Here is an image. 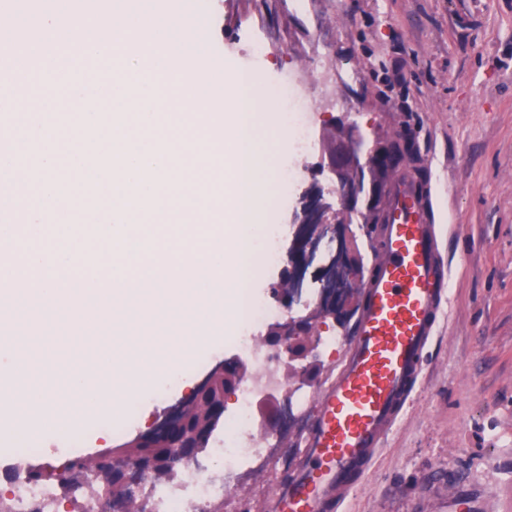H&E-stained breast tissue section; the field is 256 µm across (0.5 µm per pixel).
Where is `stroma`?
Instances as JSON below:
<instances>
[{
  "mask_svg": "<svg viewBox=\"0 0 512 512\" xmlns=\"http://www.w3.org/2000/svg\"><path fill=\"white\" fill-rule=\"evenodd\" d=\"M210 39L227 70L262 80L293 73L318 131L355 122L364 150L412 139L447 238V313L424 382L346 512H512V0H208ZM267 45L262 60L253 41ZM347 72L342 108L319 107L325 68ZM335 178L304 163L290 198L268 213L289 224L310 187ZM341 353L291 361L292 387L319 392ZM305 433L283 434L264 472L214 512H265L300 460Z\"/></svg>",
  "mask_w": 512,
  "mask_h": 512,
  "instance_id": "obj_1",
  "label": "stroma"
}]
</instances>
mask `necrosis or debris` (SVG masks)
<instances>
[{"instance_id": "1", "label": "necrosis or debris", "mask_w": 512, "mask_h": 512, "mask_svg": "<svg viewBox=\"0 0 512 512\" xmlns=\"http://www.w3.org/2000/svg\"><path fill=\"white\" fill-rule=\"evenodd\" d=\"M274 101L288 128L291 155L281 174L282 190L294 188L302 172V161L316 147L315 115L294 87L276 86ZM283 313L274 298L247 296L243 316L233 335L225 337L226 347L239 357L251 360L254 371L239 384L236 415L225 425L223 437L214 439L209 464L183 463L181 482L158 485L146 480L132 489L136 502L147 504L148 512H209L225 491L239 479L241 467L256 471L265 467L277 446L273 433L256 425L253 403L257 397L288 389L282 374L283 354L267 349L262 333ZM289 390V389H288ZM30 457L25 453L0 456V475H8L10 512H59L65 499L81 502L82 512H108L103 495L88 493L84 487L67 489L36 481L29 476Z\"/></svg>"}]
</instances>
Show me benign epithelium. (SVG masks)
<instances>
[{
  "instance_id": "obj_1",
  "label": "benign epithelium",
  "mask_w": 512,
  "mask_h": 512,
  "mask_svg": "<svg viewBox=\"0 0 512 512\" xmlns=\"http://www.w3.org/2000/svg\"><path fill=\"white\" fill-rule=\"evenodd\" d=\"M361 151L353 125L341 119L335 121L332 134L325 136L322 159L336 176L341 191L340 204L347 213L355 211L360 200L361 191L354 180L355 172L363 168L369 174H376L390 165L393 156L389 143L377 146L364 161L360 160ZM296 223L298 227L288 256V290H277L286 306H292L299 298L304 273L323 241H336V252L320 267L322 294L317 311L304 319L277 324L268 333V345L285 351L291 359L306 356L314 350V340L309 336L313 319L334 317L345 302L358 301L357 284L363 277L360 258L345 236L344 225L338 223V215L325 204L321 192L313 191L305 198L296 215ZM244 371V366L237 360H227L215 366L192 396L169 417L127 442L129 448L165 447L170 449L168 454L162 458L147 453L127 456L109 449L99 457L102 478L109 483L115 482L124 496L133 481L149 475H166L174 471L181 461L198 458L206 449L213 429L223 420L224 406H218L212 417L195 427L189 425L190 409L209 393L216 376L224 377L223 394L226 395L237 388Z\"/></svg>"
}]
</instances>
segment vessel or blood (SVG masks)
Returning <instances> with one entry per match:
<instances>
[{
  "mask_svg": "<svg viewBox=\"0 0 512 512\" xmlns=\"http://www.w3.org/2000/svg\"><path fill=\"white\" fill-rule=\"evenodd\" d=\"M176 8L208 32L206 0H178ZM434 194L432 184L397 176L352 340L317 395L303 454L269 512H339L406 412L447 304L446 227Z\"/></svg>",
  "mask_w": 512,
  "mask_h": 512,
  "instance_id": "b4317fda",
  "label": "vessel or blood"
}]
</instances>
